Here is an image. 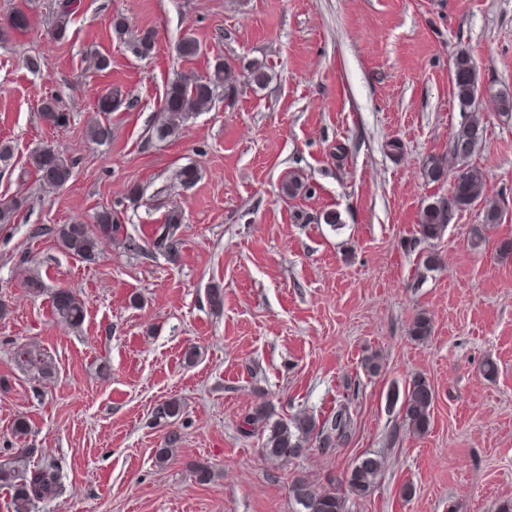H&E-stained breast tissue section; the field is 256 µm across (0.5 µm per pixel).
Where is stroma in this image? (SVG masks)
Wrapping results in <instances>:
<instances>
[{
	"label": "stroma",
	"mask_w": 512,
	"mask_h": 512,
	"mask_svg": "<svg viewBox=\"0 0 512 512\" xmlns=\"http://www.w3.org/2000/svg\"><path fill=\"white\" fill-rule=\"evenodd\" d=\"M55 2L0 0V25L17 9L32 18L0 42V144L12 153L0 201L22 202L0 225V462L28 448L53 468L59 494L36 512H295L294 480L346 490L366 455L383 458L382 473L348 512H496L512 499V254L500 250L512 241V115L496 106L512 93V0H75L60 38ZM145 30L156 48L140 58L128 43ZM187 34L202 47L191 60L175 51ZM462 51L484 127L468 163L501 221L484 224L476 205L424 242L422 211L450 189L425 165L460 169L449 144L466 118L451 84ZM219 57L238 72L260 62L269 80L155 136L167 83L208 76ZM110 90L120 104L104 113ZM45 98L69 114L65 127L40 120ZM104 120L112 138L98 145L88 131ZM43 148L72 162L65 185L39 180L30 157ZM187 165L201 177L186 190L176 174ZM291 176L306 195H282ZM174 207L171 259L152 240ZM103 209L121 230L99 240L96 261L33 234ZM216 287L220 311L208 303ZM60 288L84 301L81 326L55 320ZM421 313L433 323L424 342L409 335ZM24 349L52 361L51 377L27 369ZM371 354L375 374L363 368ZM421 378L435 403L418 435L397 399ZM171 398L184 403L183 441L159 467L153 413ZM263 402L277 420L349 403L351 435L267 463L262 435L239 427ZM20 418L28 435L14 431ZM198 463L210 483H196Z\"/></svg>",
	"instance_id": "1"
}]
</instances>
